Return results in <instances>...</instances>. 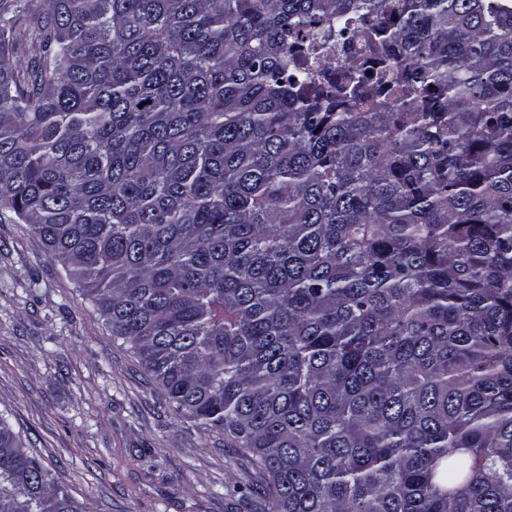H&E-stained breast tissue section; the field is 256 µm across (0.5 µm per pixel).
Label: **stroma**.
<instances>
[{
	"label": "stroma",
	"mask_w": 512,
	"mask_h": 512,
	"mask_svg": "<svg viewBox=\"0 0 512 512\" xmlns=\"http://www.w3.org/2000/svg\"><path fill=\"white\" fill-rule=\"evenodd\" d=\"M0 417L82 512H229L253 479L179 417L25 224H0Z\"/></svg>",
	"instance_id": "35a3bbf8"
}]
</instances>
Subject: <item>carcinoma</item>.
<instances>
[{
    "instance_id": "cac0c4a2",
    "label": "carcinoma",
    "mask_w": 512,
    "mask_h": 512,
    "mask_svg": "<svg viewBox=\"0 0 512 512\" xmlns=\"http://www.w3.org/2000/svg\"><path fill=\"white\" fill-rule=\"evenodd\" d=\"M0 223L250 512H512V0H0ZM0 512H81L2 419Z\"/></svg>"
}]
</instances>
